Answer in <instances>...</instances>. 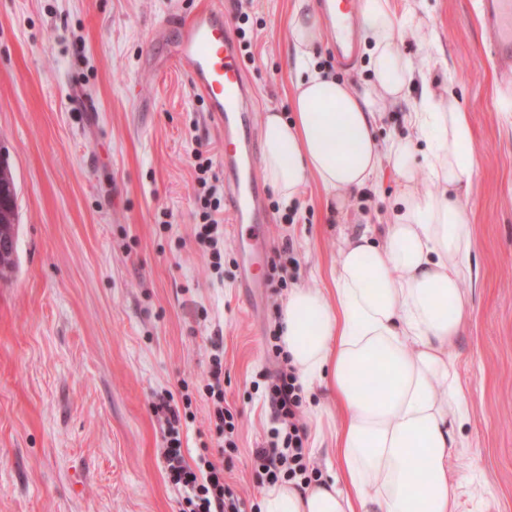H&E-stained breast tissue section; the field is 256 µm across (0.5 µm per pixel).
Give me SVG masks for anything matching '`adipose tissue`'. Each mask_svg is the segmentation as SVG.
Listing matches in <instances>:
<instances>
[{
  "mask_svg": "<svg viewBox=\"0 0 512 512\" xmlns=\"http://www.w3.org/2000/svg\"><path fill=\"white\" fill-rule=\"evenodd\" d=\"M369 78L355 85L319 64L322 18L295 0L292 112L262 129L265 177L285 203L311 181L349 197L389 166L401 190L372 227L346 235L329 288L281 302L280 343L304 391L326 389L340 415L337 467L305 488L269 487L263 512H454L448 464L467 397L449 349L469 311L474 227L461 196L477 165L466 113L436 93L398 45L391 0H361ZM407 104L406 133L378 142L386 106ZM426 171L436 184L421 190ZM383 373L370 393L364 381Z\"/></svg>",
  "mask_w": 512,
  "mask_h": 512,
  "instance_id": "ef3b65f1",
  "label": "adipose tissue"
}]
</instances>
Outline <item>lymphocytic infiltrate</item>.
Segmentation results:
<instances>
[{
    "instance_id": "1",
    "label": "lymphocytic infiltrate",
    "mask_w": 512,
    "mask_h": 512,
    "mask_svg": "<svg viewBox=\"0 0 512 512\" xmlns=\"http://www.w3.org/2000/svg\"><path fill=\"white\" fill-rule=\"evenodd\" d=\"M211 170L210 159L198 158L195 172L199 186L196 196L199 223L195 238L208 258L212 273L220 277L224 274V252L219 246L217 230L223 204L215 186L209 182ZM272 351L277 368L266 378L264 397L276 426L271 429L269 439L254 449L252 462L263 483L275 485L298 479L306 484L311 482L313 474L308 468L307 428L300 421L303 389L288 365L282 346L273 345ZM204 393L210 403V425L223 437L225 450L236 452L235 415L224 403L223 358L213 357ZM191 405L192 399L187 394L178 401L164 394L152 404L163 430L160 455L169 483L181 496V512H246L244 500L224 478L223 462L210 459L204 452L195 463L186 461L179 425L182 409Z\"/></svg>"
}]
</instances>
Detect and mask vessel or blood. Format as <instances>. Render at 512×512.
<instances>
[{"instance_id":"b4317fda","label":"vessel or blood","mask_w":512,"mask_h":512,"mask_svg":"<svg viewBox=\"0 0 512 512\" xmlns=\"http://www.w3.org/2000/svg\"><path fill=\"white\" fill-rule=\"evenodd\" d=\"M480 10L483 25L494 37L492 56L498 78L504 88L512 89V0H481ZM352 14L351 0H330L325 6L324 20L337 53H344L351 44ZM174 56L186 67L192 86L224 133V180L241 255L240 285L264 287V226L270 217L262 206L263 189L252 173L254 91L223 10L204 7L180 20Z\"/></svg>"}]
</instances>
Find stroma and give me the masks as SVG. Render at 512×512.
Masks as SVG:
<instances>
[{
	"label": "stroma",
	"instance_id": "1",
	"mask_svg": "<svg viewBox=\"0 0 512 512\" xmlns=\"http://www.w3.org/2000/svg\"><path fill=\"white\" fill-rule=\"evenodd\" d=\"M478 0H392L414 17L401 48L453 86L478 156L464 205L479 277L450 349L468 418L449 462L456 512H512V91L499 87ZM294 0H0V155L18 193V265L0 281V512H180L168 483L156 397L196 392L187 459L222 457L199 389L216 352L239 420L224 477L249 503L265 491L251 452L271 427L259 389L281 294L239 286L195 240L196 151L224 174V136L172 52L170 17L208 5L249 16L246 74L256 113L290 109ZM400 189L390 167L328 207L317 184L298 215L272 188L267 249L292 241L295 281L330 285L342 231L381 224Z\"/></svg>",
	"mask_w": 512,
	"mask_h": 512
}]
</instances>
